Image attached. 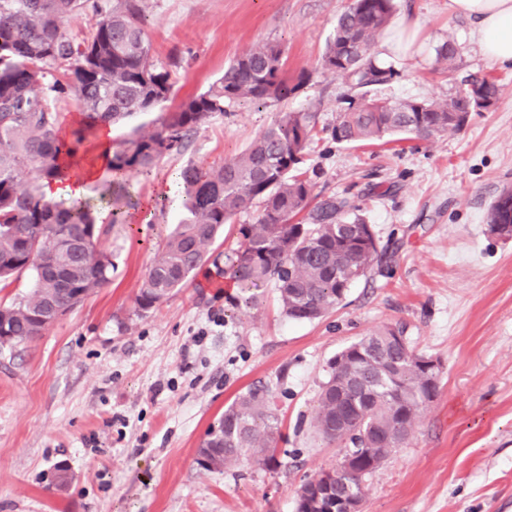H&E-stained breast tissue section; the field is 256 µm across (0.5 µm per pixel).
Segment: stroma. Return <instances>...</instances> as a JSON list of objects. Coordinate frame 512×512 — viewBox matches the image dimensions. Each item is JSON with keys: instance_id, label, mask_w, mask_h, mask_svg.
<instances>
[{"instance_id": "35a3bbf8", "label": "stroma", "mask_w": 512, "mask_h": 512, "mask_svg": "<svg viewBox=\"0 0 512 512\" xmlns=\"http://www.w3.org/2000/svg\"><path fill=\"white\" fill-rule=\"evenodd\" d=\"M350 0H142L156 62L181 58L172 104L204 91L254 45L281 43L284 70L310 75L279 104H231L184 153L129 179L119 209L98 219L115 269L109 285L35 340L0 349V512H296L297 492L335 466L342 448L313 425L329 361L365 332L400 324L411 347L442 364L441 392L409 444L364 479L362 512H512V238L492 233L491 204L512 187V64L486 59L448 0H401L412 49L376 43L402 71L377 98L446 99L463 81L495 77L489 111L460 129L379 146L312 142L317 193L362 207L387 261L313 322L281 314L273 285L259 309H238L205 264L167 301L135 298L179 211L188 163L239 154L281 111L313 108L332 126L346 90L320 66ZM454 40L450 69L435 48ZM281 420L277 466L210 472L197 450L225 406L254 384ZM65 467L69 481L57 487Z\"/></svg>"}]
</instances>
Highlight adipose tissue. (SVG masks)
<instances>
[{
    "label": "adipose tissue",
    "instance_id": "adipose-tissue-1",
    "mask_svg": "<svg viewBox=\"0 0 512 512\" xmlns=\"http://www.w3.org/2000/svg\"><path fill=\"white\" fill-rule=\"evenodd\" d=\"M451 15L474 24L482 54L491 60L512 63V0H448ZM111 133L101 128L95 146V158L83 165L82 175L66 182L46 184L48 198H84L88 187L100 176L111 153Z\"/></svg>",
    "mask_w": 512,
    "mask_h": 512
}]
</instances>
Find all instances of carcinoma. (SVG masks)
Segmentation results:
<instances>
[{
	"mask_svg": "<svg viewBox=\"0 0 512 512\" xmlns=\"http://www.w3.org/2000/svg\"><path fill=\"white\" fill-rule=\"evenodd\" d=\"M96 14L88 37L76 41L67 24ZM395 0H352L336 17L322 56L323 69L347 79L332 129L319 126L310 109L283 112L238 155L206 168L188 164L180 173L183 214L155 257L139 289L138 311L146 313L192 280L209 259L224 225L254 209L253 222L238 229L237 247L223 274L238 291L237 304L256 308L259 287L271 282L282 314L316 321L336 308L385 250L348 198L316 200L315 182L304 170L308 145L330 132L338 145H364L394 135L429 139L464 124L472 112L490 109L495 81L459 87L445 100L374 98V86L392 82L400 70L377 62L372 48L391 24ZM454 41L436 48V63L450 68ZM284 49L266 42L237 56L224 76L173 109L165 107L174 73L153 61L139 0H116L104 12L89 0H0V281L26 270L32 281L11 304L8 332L14 343L41 335V318L67 304L72 292L91 294L112 279V253L97 243V207L90 200L68 204L47 198L44 182L65 179L76 151L107 125L143 112H159L150 130H133L112 148L98 200L116 205L134 174H147L163 159L181 153L191 134L240 100L258 106L279 103L307 79L288 85ZM84 116L72 139L63 135L62 102ZM491 231L512 233V188L489 210ZM90 232L96 244L64 249L65 236ZM403 329L383 325L344 347L329 363L313 418L316 433L345 448L349 467L331 481L307 480L310 497L296 512H324L339 496L360 502L365 476L379 470L412 438L421 413L439 394L441 364L416 353ZM222 432L200 445L214 470L247 462L277 463L280 422L269 388L248 387L224 408Z\"/></svg>",
	"mask_w": 512,
	"mask_h": 512,
	"instance_id": "obj_1",
	"label": "carcinoma"
}]
</instances>
